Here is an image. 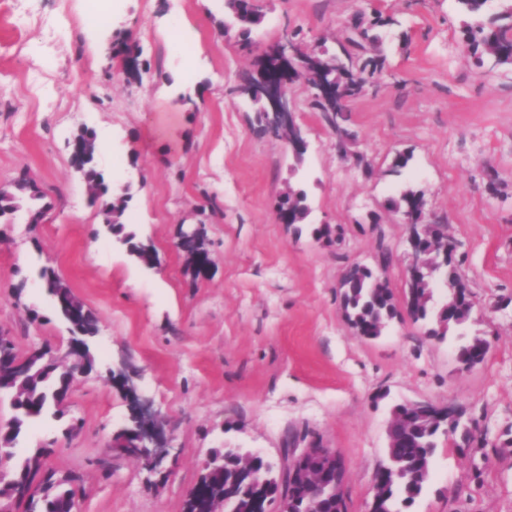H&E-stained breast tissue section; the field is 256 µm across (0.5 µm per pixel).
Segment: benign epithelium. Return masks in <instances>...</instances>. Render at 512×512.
I'll use <instances>...</instances> for the list:
<instances>
[{"mask_svg": "<svg viewBox=\"0 0 512 512\" xmlns=\"http://www.w3.org/2000/svg\"><path fill=\"white\" fill-rule=\"evenodd\" d=\"M306 66L297 42L286 32L275 44V52L262 63V76L250 89L251 96L264 103L268 134L284 140L297 154L305 150L306 141L302 130L295 123V103L288 96L286 86L292 71H302ZM310 86L315 90V98L322 102L332 98L338 99L342 93L334 79L317 77ZM401 216L402 223L408 225L405 255L408 260L406 270L409 273L419 271L423 266L424 256L429 252H440L443 257H448L451 246L430 234L429 226L424 221L425 206L422 205L415 211L407 210L401 213ZM87 349L85 343L73 340L68 355L63 356L55 352L51 360L64 370L69 369L83 360ZM122 379L123 385L133 398L131 421L134 422V426L122 432L121 443L129 451L144 456L150 470L162 473L170 455V448L163 443L162 438L164 422L152 411L148 402L136 398L134 388L130 385V378L124 375ZM406 407L424 408L431 414L434 422L447 427L457 419L452 408L439 406L429 400L408 402ZM280 471L288 476V481L280 483L276 495L256 499L255 505L262 506V512H296L292 489L314 482L320 483L321 489L335 501L337 512H343L346 503L345 467L342 455L335 449L317 442L299 452L292 449L287 453Z\"/></svg>", "mask_w": 512, "mask_h": 512, "instance_id": "7a95c632", "label": "benign epithelium"}]
</instances>
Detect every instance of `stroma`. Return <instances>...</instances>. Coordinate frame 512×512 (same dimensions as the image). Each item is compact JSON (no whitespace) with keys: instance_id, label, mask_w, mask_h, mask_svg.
I'll return each mask as SVG.
<instances>
[{"instance_id":"1","label":"stroma","mask_w":512,"mask_h":512,"mask_svg":"<svg viewBox=\"0 0 512 512\" xmlns=\"http://www.w3.org/2000/svg\"><path fill=\"white\" fill-rule=\"evenodd\" d=\"M250 51L225 36L224 0H111L98 25L88 0H0V186L27 176L44 214L0 222V330L19 353L69 347L38 271L54 268L99 319L95 370L73 381L69 411L27 427L15 448L45 443V468L81 477L77 512H184L210 453L258 450L273 461L318 440L345 463L347 512H367L395 406L427 399L464 412L487 441H440L432 477L411 512H512V65L478 67L456 0H260ZM392 19L368 55L386 59L347 103L346 139L292 84L307 149L251 129L246 76L285 29L339 49L355 16ZM139 46L134 69L113 54ZM94 131L112 192L130 187L125 224L156 254L145 268L102 229L71 163L79 131ZM410 153L393 172L396 154ZM305 190L302 229L278 223L287 186ZM423 191L426 219L445 225L477 305L466 335L485 361L460 369L459 341L428 338L408 317L381 336L345 318L346 268L376 266L382 249L395 299L406 280L407 225L386 207ZM202 225L211 266L194 277L176 247ZM328 224L340 239L314 230ZM22 292H15L16 284ZM165 419L169 478L116 448L130 397ZM80 422L76 436L65 428Z\"/></svg>"}]
</instances>
